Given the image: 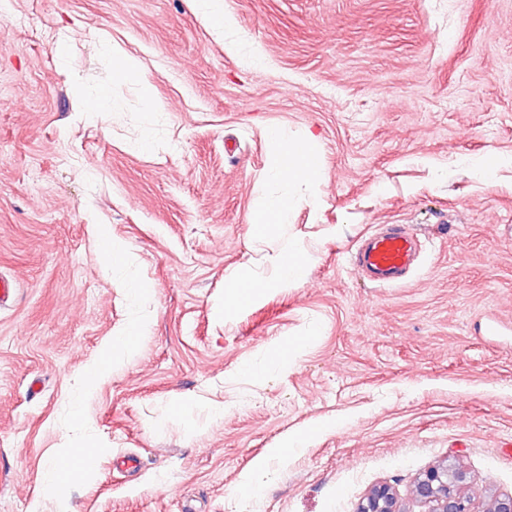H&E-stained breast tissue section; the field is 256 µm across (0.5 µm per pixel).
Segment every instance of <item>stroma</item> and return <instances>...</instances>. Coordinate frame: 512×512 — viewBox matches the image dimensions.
Returning a JSON list of instances; mask_svg holds the SVG:
<instances>
[{"label":"stroma","mask_w":512,"mask_h":512,"mask_svg":"<svg viewBox=\"0 0 512 512\" xmlns=\"http://www.w3.org/2000/svg\"><path fill=\"white\" fill-rule=\"evenodd\" d=\"M223 8L220 32L196 0L0 10V512H354L377 483L428 512L413 485L443 461L487 512L512 494V0ZM100 82L109 111L82 117L74 84ZM273 126L316 135L323 194L255 224L282 190L262 180ZM386 224L423 249L384 288L351 256ZM292 245L311 261L287 284ZM234 274L259 284L236 304ZM72 448L92 470L47 487ZM112 72L125 81L140 82L141 76L137 65L118 49L112 48Z\"/></svg>","instance_id":"35a3bbf8"}]
</instances>
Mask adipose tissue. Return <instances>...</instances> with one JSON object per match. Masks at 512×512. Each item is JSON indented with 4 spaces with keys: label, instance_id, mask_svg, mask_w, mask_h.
Segmentation results:
<instances>
[{
    "label": "adipose tissue",
    "instance_id": "adipose-tissue-1",
    "mask_svg": "<svg viewBox=\"0 0 512 512\" xmlns=\"http://www.w3.org/2000/svg\"><path fill=\"white\" fill-rule=\"evenodd\" d=\"M269 140L272 147L266 168L267 177L304 183L309 189L308 201L318 202L320 167L315 149V135L287 140L280 130L273 129L269 132Z\"/></svg>",
    "mask_w": 512,
    "mask_h": 512
}]
</instances>
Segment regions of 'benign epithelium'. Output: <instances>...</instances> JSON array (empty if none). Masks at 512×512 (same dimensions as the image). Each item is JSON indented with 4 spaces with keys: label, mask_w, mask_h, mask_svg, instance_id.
<instances>
[{
    "label": "benign epithelium",
    "mask_w": 512,
    "mask_h": 512,
    "mask_svg": "<svg viewBox=\"0 0 512 512\" xmlns=\"http://www.w3.org/2000/svg\"><path fill=\"white\" fill-rule=\"evenodd\" d=\"M469 476L448 463L429 468L414 482L416 499L429 506V512H471V500L463 485ZM356 512H403L387 484L373 486L360 500Z\"/></svg>",
    "instance_id": "obj_1"
}]
</instances>
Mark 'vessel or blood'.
I'll return each instance as SVG.
<instances>
[{"label":"vessel or blood","instance_id":"vessel-or-blood-1","mask_svg":"<svg viewBox=\"0 0 512 512\" xmlns=\"http://www.w3.org/2000/svg\"><path fill=\"white\" fill-rule=\"evenodd\" d=\"M420 249L419 239L396 225L367 236L354 257V264L377 286H392L404 280Z\"/></svg>","mask_w":512,"mask_h":512}]
</instances>
